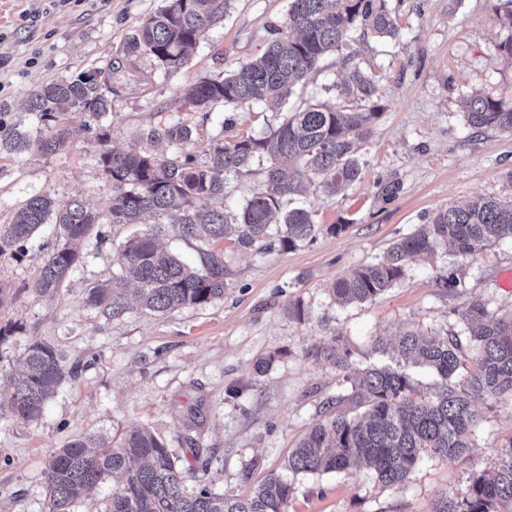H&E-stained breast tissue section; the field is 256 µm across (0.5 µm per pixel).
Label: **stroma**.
Returning a JSON list of instances; mask_svg holds the SVG:
<instances>
[{"label": "stroma", "instance_id": "stroma-1", "mask_svg": "<svg viewBox=\"0 0 512 512\" xmlns=\"http://www.w3.org/2000/svg\"><path fill=\"white\" fill-rule=\"evenodd\" d=\"M289 0H232L223 21L192 50L185 70L166 74L150 55L127 58L126 42L160 0H0V120L36 127L26 107L36 84L99 69L112 74L115 93L106 118L110 146H138L137 133L182 121L197 133V150L234 117L236 134L257 136L276 127L288 105H334L330 86L346 66L372 75L385 109L363 148L359 179L340 195L315 188L292 198L313 209L325 227L316 240L288 251H225L224 297L163 316L131 309L108 319L85 302L87 287L112 275L114 256L129 230L112 229L100 250H87L51 300L28 289L57 243L44 225L21 261L0 262V394L18 370L31 339L52 344L67 362H81L41 416L0 420V512H48L45 462L70 440L98 435L120 440L135 425L165 439L181 462L192 455L182 439L189 408L198 411L197 442L211 459L215 491L249 493L268 474L282 472L291 448L314 421L321 402L341 389V374L308 357L327 333L340 335L354 366L381 361L373 339L406 328L461 331L460 312L473 300L498 314L512 313V243L492 245L462 259L438 246L433 258L411 262L384 295L339 307L328 290L355 268L383 256L390 244L424 223L437 208L476 196L512 194V136L476 131L460 101L472 92L512 95V64L498 45L507 35L497 0H390L402 37L355 32L289 103L208 112L186 106L185 86L227 73L261 55L288 11ZM91 117L73 115L68 146L45 158L0 154V224L27 198L47 193L59 201L83 199L104 209L112 184L102 173ZM395 181L386 199L380 188ZM338 225L335 233L327 225ZM440 274L457 285H436ZM301 301L304 319L289 317ZM273 357L264 374L257 360ZM481 420L468 459L428 457L401 485L386 486L367 471L297 477L289 512H430L443 493H464L472 475L493 471L512 442V403L480 404Z\"/></svg>", "mask_w": 512, "mask_h": 512}]
</instances>
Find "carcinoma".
I'll use <instances>...</instances> for the list:
<instances>
[{
    "label": "carcinoma",
    "mask_w": 512,
    "mask_h": 512,
    "mask_svg": "<svg viewBox=\"0 0 512 512\" xmlns=\"http://www.w3.org/2000/svg\"><path fill=\"white\" fill-rule=\"evenodd\" d=\"M232 0H161L156 13L139 26L124 52L147 53L171 73L183 69L188 52L224 18ZM357 27L381 39L397 41L401 30L390 0H290L288 15L262 56L240 64L223 77L203 78L188 85L184 101L196 110L214 102L228 108L280 101L317 69L329 53L341 50ZM105 85L107 94L98 91ZM336 105L310 104L289 112L279 125L260 136H229L233 119L222 122L199 162L194 133L183 122L149 127L139 138L159 153L121 151L109 147L110 133L102 119L112 110V74L84 72L73 79L40 83L27 109L38 117L34 130H0V151L45 158L63 149L65 126L72 113L90 111L101 146L100 164L112 183L104 212L81 200L60 202L48 194L26 199L0 225V258L19 260L38 229L55 225L59 243L47 255L29 288L51 297L81 262L85 248L109 240L106 227L154 223L120 247L112 277L87 288L86 302L108 318L130 310L129 283L139 307L163 314L224 298V241L236 250H289L313 241L324 227L313 211H282L284 199L308 184L326 196L339 194L355 182L363 159L360 144L384 106L373 79L354 66L333 83ZM467 124L493 128L512 136V97L474 93L463 97ZM265 166L259 191L235 212L227 209L228 178L255 173ZM173 230L196 245L201 265L164 254L159 240ZM512 242V196H478L434 211L428 220L397 238L384 257L337 279L329 295L340 306L372 301L405 274L417 256H431L439 245L468 258L496 242ZM463 333L429 334L417 328L376 338L374 350L394 352L391 365L369 364L354 371L351 351L331 334L312 345L307 355L324 359L344 373L346 388L323 402L324 412L288 455V476L272 474L245 496L219 494L206 484L209 459L202 456L190 432L197 410L183 422L194 465L184 469L166 442L149 428L135 426L114 445L102 436L74 438L51 452L45 464L49 512H72L77 499L120 474L105 512H288L298 476L349 474L365 467L386 486L400 485L421 458L466 459L479 423L477 404L512 403V316L501 317L480 301L461 313ZM425 367L440 378L438 391L420 385L407 363ZM20 375L9 376L8 394L0 398V419H37L46 403L78 366L66 365L54 346L32 339L26 346ZM201 482L196 491L185 486L187 475ZM512 503V440L493 474L470 477L466 491L434 500L431 512H500Z\"/></svg>",
    "instance_id": "1"
}]
</instances>
